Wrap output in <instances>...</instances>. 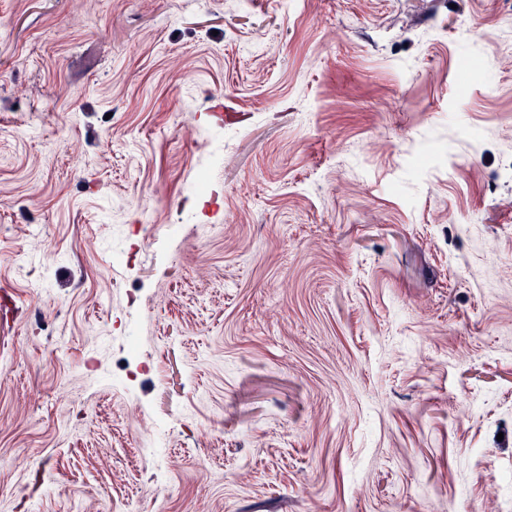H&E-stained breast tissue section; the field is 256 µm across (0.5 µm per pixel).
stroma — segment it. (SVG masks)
Returning a JSON list of instances; mask_svg holds the SVG:
<instances>
[{
    "label": "stroma",
    "instance_id": "obj_1",
    "mask_svg": "<svg viewBox=\"0 0 512 512\" xmlns=\"http://www.w3.org/2000/svg\"><path fill=\"white\" fill-rule=\"evenodd\" d=\"M0 28V512L512 499V0Z\"/></svg>",
    "mask_w": 512,
    "mask_h": 512
}]
</instances>
